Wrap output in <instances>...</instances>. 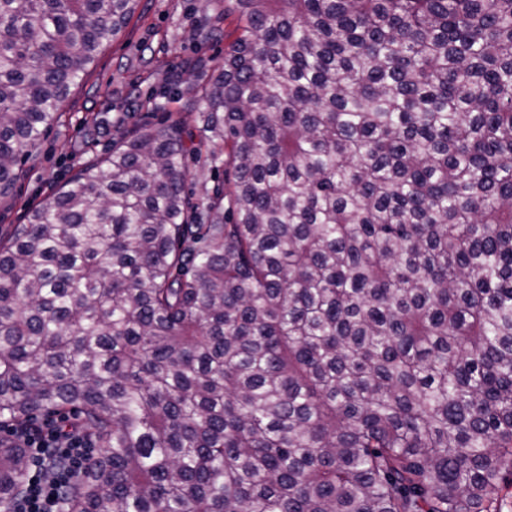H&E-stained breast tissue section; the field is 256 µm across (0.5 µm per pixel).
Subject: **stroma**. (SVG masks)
Masks as SVG:
<instances>
[{
  "mask_svg": "<svg viewBox=\"0 0 512 512\" xmlns=\"http://www.w3.org/2000/svg\"><path fill=\"white\" fill-rule=\"evenodd\" d=\"M224 0H138L125 29L99 52L84 81L72 88L59 124L32 153L13 191L0 200V238L46 201L86 162L105 155L121 132L142 124L181 121L199 147L189 158L186 191L192 202L223 182V164L206 163L197 90L224 62V33L235 15Z\"/></svg>",
  "mask_w": 512,
  "mask_h": 512,
  "instance_id": "stroma-1",
  "label": "stroma"
}]
</instances>
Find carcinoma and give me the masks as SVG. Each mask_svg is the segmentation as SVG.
<instances>
[{
	"label": "carcinoma",
	"instance_id": "obj_1",
	"mask_svg": "<svg viewBox=\"0 0 512 512\" xmlns=\"http://www.w3.org/2000/svg\"><path fill=\"white\" fill-rule=\"evenodd\" d=\"M137 2L0 0L1 198ZM228 11L207 201L141 125L0 239V428L104 449L69 512H502L512 0Z\"/></svg>",
	"mask_w": 512,
	"mask_h": 512
}]
</instances>
